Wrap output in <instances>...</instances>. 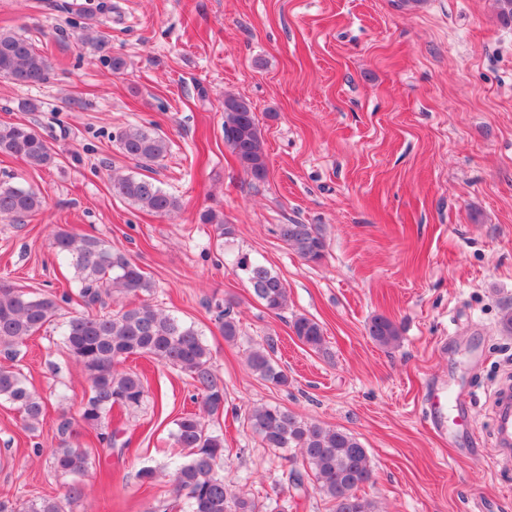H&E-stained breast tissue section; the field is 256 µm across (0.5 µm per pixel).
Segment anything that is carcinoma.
<instances>
[{"instance_id": "obj_1", "label": "carcinoma", "mask_w": 512, "mask_h": 512, "mask_svg": "<svg viewBox=\"0 0 512 512\" xmlns=\"http://www.w3.org/2000/svg\"><path fill=\"white\" fill-rule=\"evenodd\" d=\"M79 38L93 53H102L105 36L95 24L85 22ZM50 63L25 35L0 29V78L21 87L40 85L48 79ZM224 141L243 172L254 181L267 178L264 136L252 105L246 99L224 96ZM122 153L138 162L155 163L166 157L167 138L155 130L132 127L119 132ZM0 153L15 157L32 169L56 162V152L34 127L21 123L0 124ZM112 191L140 210L168 217L181 209V201L162 190L150 177L119 171L112 173ZM46 206L42 193L30 186L0 181V218L19 223ZM205 224L215 226L217 240L230 239L235 226L214 211L202 215ZM280 239L308 264L326 256L327 242L320 224H280ZM56 255L70 260L75 270L74 288L56 293L34 294L0 283V347L17 353L29 338L53 322L61 305L73 300L91 308L113 293L139 298L131 307L116 313H81L73 316L62 334L63 347L80 367L90 394L79 418L60 413L55 421L57 444L50 450L54 469L79 476L89 465V453L74 446L76 426L95 432L98 441L112 448L118 431H108L107 419L114 407L141 405L146 389L144 375L124 368L130 359L147 358L178 368L191 377L201 395L199 411L185 412L175 420L174 445L185 451V460L175 464L169 475V494L175 506L185 504L187 512H262L254 494L246 493L218 472L224 460V437L208 431L205 417L224 411V383L215 373L210 348L194 327L151 303L155 284L134 261L98 237L59 229L52 236ZM245 276L252 295L266 310L278 314L288 308V288L264 264L244 254L235 261ZM224 339L234 342L240 326L230 308L218 315ZM292 328L295 336L315 351L325 348L322 326L299 316ZM370 338L383 347L399 341L397 324L387 316L375 315L367 323ZM271 342L251 347L249 369L277 387L288 386V374L270 355ZM12 404L21 414L25 428L35 431L42 424L45 403L29 387L26 377L12 367H0V401ZM244 421L264 447L288 451L293 464L289 479L296 486L313 482V488L330 503L331 512H378L374 500L358 491L372 481L366 448L350 432L309 423L277 404L248 408ZM131 440L120 443L126 448ZM84 496L79 484L69 487L66 500L43 497L13 505L0 502V512H66V505Z\"/></svg>"}]
</instances>
